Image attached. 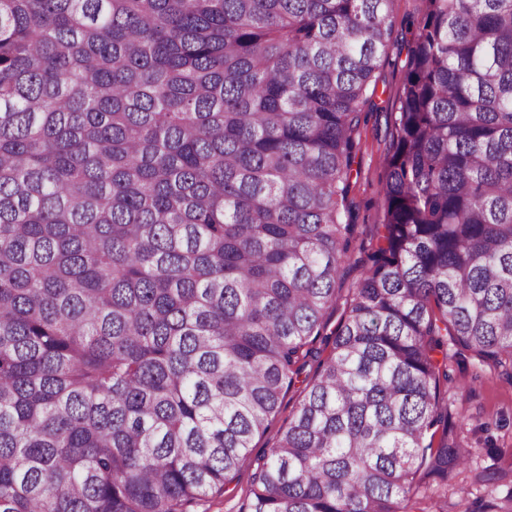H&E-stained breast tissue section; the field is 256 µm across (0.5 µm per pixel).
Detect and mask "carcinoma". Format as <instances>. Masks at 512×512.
<instances>
[{
	"label": "carcinoma",
	"instance_id": "cac0c4a2",
	"mask_svg": "<svg viewBox=\"0 0 512 512\" xmlns=\"http://www.w3.org/2000/svg\"><path fill=\"white\" fill-rule=\"evenodd\" d=\"M393 2L0 0V512L244 468L247 512H428L466 463L448 344L512 380V0H427L326 333ZM298 400V393L294 391L287 392L285 397L282 400L281 412L278 415L276 421L274 422L271 429L264 434L262 437L255 440L256 448H254V455L256 453H262L263 451H267L271 448L275 442L276 431L281 424V421L288 417V412L295 406Z\"/></svg>",
	"mask_w": 512,
	"mask_h": 512
}]
</instances>
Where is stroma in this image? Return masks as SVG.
<instances>
[{"mask_svg": "<svg viewBox=\"0 0 512 512\" xmlns=\"http://www.w3.org/2000/svg\"><path fill=\"white\" fill-rule=\"evenodd\" d=\"M425 10L426 0L393 2V42L375 74L376 91L360 125V151L349 194L357 214L355 240L352 258L337 281L339 300L326 315L332 327L362 276L360 259L382 219L385 159L392 147L394 114L407 70L409 27ZM448 373L452 383L445 400L451 436L472 454L466 470L449 479L441 494L448 500V512H486L491 505L501 510L512 502V384L478 359L461 358L453 346L448 349Z\"/></svg>", "mask_w": 512, "mask_h": 512, "instance_id": "1", "label": "stroma"}]
</instances>
